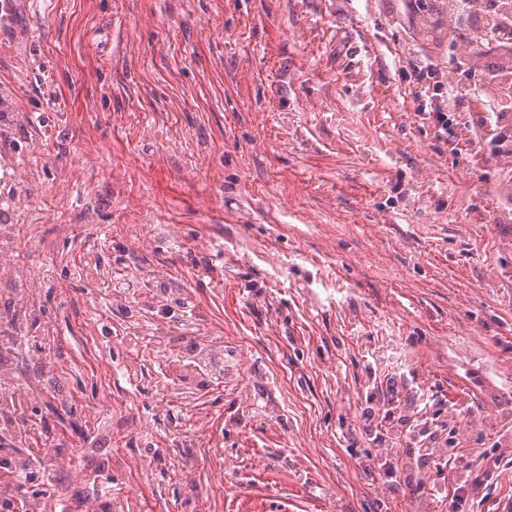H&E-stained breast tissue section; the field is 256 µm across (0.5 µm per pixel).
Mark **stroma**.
Segmentation results:
<instances>
[{
	"label": "stroma",
	"mask_w": 512,
	"mask_h": 512,
	"mask_svg": "<svg viewBox=\"0 0 512 512\" xmlns=\"http://www.w3.org/2000/svg\"><path fill=\"white\" fill-rule=\"evenodd\" d=\"M431 0H18L0 28L17 164L0 352L27 484L57 512H512V156L416 72L484 84ZM74 225L72 235L60 225ZM220 338L223 380L178 384ZM61 378L62 394H29ZM457 427L444 472L373 462L370 419ZM469 470L480 502L424 485ZM435 93L430 95V97H436V101L430 104L431 110L429 111V119H432L435 127L438 128V131L441 135H445L446 140H448L449 136H454V131L451 129L452 121L448 118V112L456 111V108L459 107L460 103V95L468 94L462 93L457 87H453L448 84V92H438L441 90L438 86L433 85Z\"/></svg>",
	"instance_id": "1"
}]
</instances>
